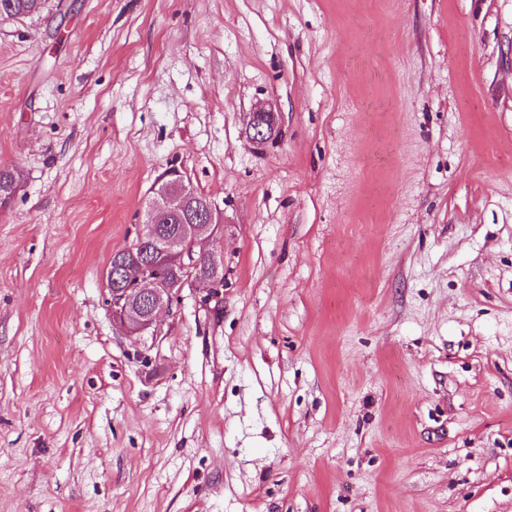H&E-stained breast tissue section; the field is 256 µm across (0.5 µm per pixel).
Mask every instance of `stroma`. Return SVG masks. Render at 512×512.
<instances>
[{"mask_svg":"<svg viewBox=\"0 0 512 512\" xmlns=\"http://www.w3.org/2000/svg\"><path fill=\"white\" fill-rule=\"evenodd\" d=\"M0 167V512H512V0H44ZM170 169L224 286L128 337ZM279 120V114L271 108H257L248 113L246 134L255 143H265L275 136ZM156 252V247L151 240H141L136 237L128 247L112 255L106 276L109 275L110 270L115 265L122 266L125 274L124 277L120 279L119 286L127 287L132 284V282L136 281L142 269V264H144L146 260L151 259L158 261L159 255H157Z\"/></svg>","mask_w":512,"mask_h":512,"instance_id":"obj_1","label":"stroma"}]
</instances>
